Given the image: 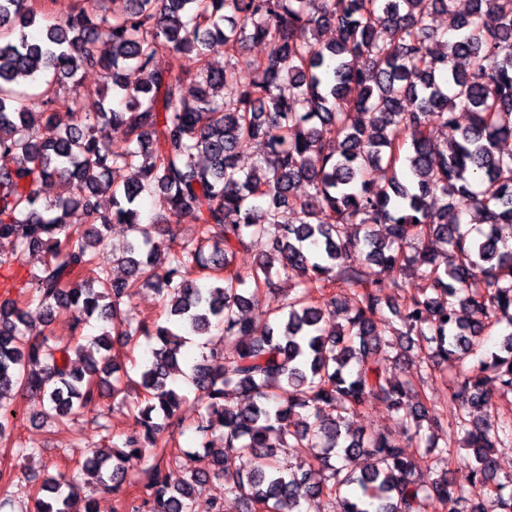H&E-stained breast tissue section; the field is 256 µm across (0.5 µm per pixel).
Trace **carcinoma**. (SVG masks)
Masks as SVG:
<instances>
[{"instance_id": "carcinoma-1", "label": "carcinoma", "mask_w": 512, "mask_h": 512, "mask_svg": "<svg viewBox=\"0 0 512 512\" xmlns=\"http://www.w3.org/2000/svg\"><path fill=\"white\" fill-rule=\"evenodd\" d=\"M66 17L29 0H0V278L41 252L42 266L0 302V447L26 458L13 440L12 400L33 392L59 423L99 406L130 402L132 428L110 454L95 450L81 471L102 494L129 493L123 461H150L146 512H199L194 484H172L163 459L170 421L191 388L199 403L197 444L211 454L224 501L206 512H304L323 498L328 512H512V481L498 478L494 448L512 441V418L492 427L487 385L512 395V0H89ZM440 13L447 26L431 17ZM336 35L321 40L322 33ZM224 46V67L206 61ZM261 43L260 57L245 52ZM194 53L192 78L154 67L159 52ZM97 68L99 110L83 112L78 73ZM20 76L35 89L17 86ZM470 113L458 123L457 112ZM124 129L115 154L100 129ZM443 130L446 142L438 143ZM253 147L267 166L244 171L237 154ZM386 166L388 185L370 173ZM135 181H118L125 169ZM75 185L40 200L54 179ZM305 182L311 192L294 194ZM157 199L159 221L198 224L195 245H170L163 275L164 319L135 321L129 302L153 284V232L138 199ZM297 223L279 222V209ZM79 210L84 223H68ZM471 210L480 226L464 216ZM125 224L120 255L104 252L105 231ZM267 251L242 259L249 240ZM123 270L112 276L111 265ZM209 272L200 285L193 268ZM392 287L419 288L392 305ZM294 282L280 308L245 318L247 294ZM45 323L68 313L101 323L83 343L61 345L27 332L26 309ZM395 336L425 346L435 370L459 364L445 406L405 375L373 366L391 341L375 332L384 308ZM501 341L486 346L489 331ZM151 341L132 379L109 352ZM199 340L201 352L183 354ZM374 400L398 414L393 433H351ZM224 446L215 447V434ZM467 450L468 486L448 479V449ZM287 448H316L284 467ZM235 454L246 467L224 471ZM429 467L437 476L420 479ZM59 471L30 490L34 512H95Z\"/></svg>"}]
</instances>
